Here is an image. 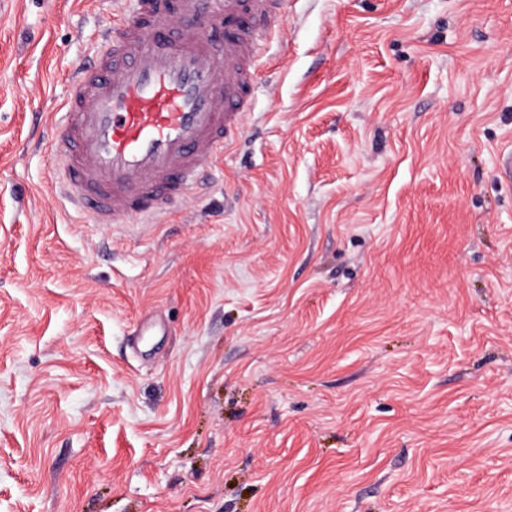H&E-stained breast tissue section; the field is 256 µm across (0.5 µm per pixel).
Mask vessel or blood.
Masks as SVG:
<instances>
[{
    "instance_id": "obj_1",
    "label": "vessel or blood",
    "mask_w": 512,
    "mask_h": 512,
    "mask_svg": "<svg viewBox=\"0 0 512 512\" xmlns=\"http://www.w3.org/2000/svg\"><path fill=\"white\" fill-rule=\"evenodd\" d=\"M132 0L71 71L49 124L64 196L99 224L192 195L239 135L262 26L283 0Z\"/></svg>"
}]
</instances>
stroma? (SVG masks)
<instances>
[{
	"label": "stroma",
	"mask_w": 512,
	"mask_h": 512,
	"mask_svg": "<svg viewBox=\"0 0 512 512\" xmlns=\"http://www.w3.org/2000/svg\"><path fill=\"white\" fill-rule=\"evenodd\" d=\"M129 0H0V512H512V0H286L239 138L91 224L39 136Z\"/></svg>",
	"instance_id": "stroma-1"
}]
</instances>
